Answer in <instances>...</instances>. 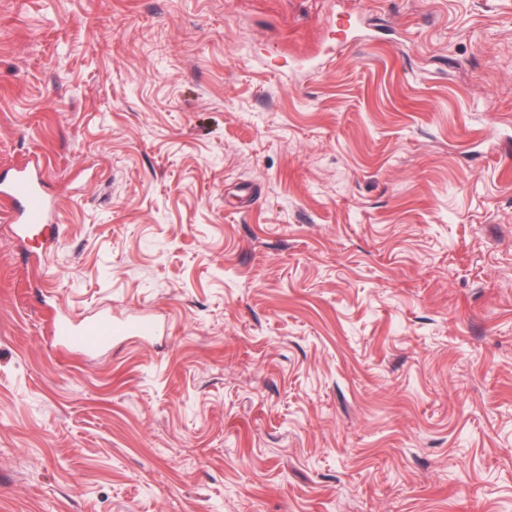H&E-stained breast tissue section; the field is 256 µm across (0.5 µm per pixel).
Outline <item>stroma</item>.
Segmentation results:
<instances>
[{"mask_svg":"<svg viewBox=\"0 0 512 512\" xmlns=\"http://www.w3.org/2000/svg\"><path fill=\"white\" fill-rule=\"evenodd\" d=\"M31 160L0 512H512V0H0ZM158 331L152 316L128 318L101 314L93 318L75 320L64 312L53 320V335L67 349L94 353L112 344V340L137 338L145 341Z\"/></svg>","mask_w":512,"mask_h":512,"instance_id":"35a3bbf8","label":"stroma"}]
</instances>
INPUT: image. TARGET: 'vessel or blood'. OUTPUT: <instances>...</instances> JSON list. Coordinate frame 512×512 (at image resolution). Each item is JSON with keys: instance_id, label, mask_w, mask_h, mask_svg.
I'll return each mask as SVG.
<instances>
[{"instance_id": "1", "label": "vessel or blood", "mask_w": 512, "mask_h": 512, "mask_svg": "<svg viewBox=\"0 0 512 512\" xmlns=\"http://www.w3.org/2000/svg\"><path fill=\"white\" fill-rule=\"evenodd\" d=\"M0 202L8 204L15 234L29 239L33 233L49 229L55 221L56 206L42 191V180L36 162L0 178ZM158 331L154 317L128 318L101 314L76 320L66 313H57L53 320V334L65 348L94 353L118 339L147 340Z\"/></svg>"}]
</instances>
